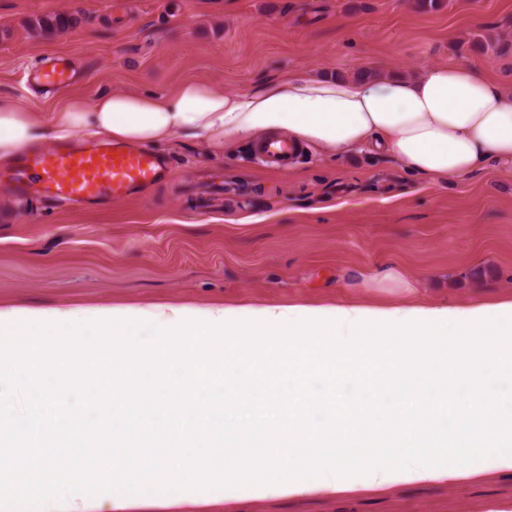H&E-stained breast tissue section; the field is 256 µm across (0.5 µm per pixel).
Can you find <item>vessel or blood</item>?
<instances>
[{
  "instance_id": "obj_1",
  "label": "vessel or blood",
  "mask_w": 512,
  "mask_h": 512,
  "mask_svg": "<svg viewBox=\"0 0 512 512\" xmlns=\"http://www.w3.org/2000/svg\"><path fill=\"white\" fill-rule=\"evenodd\" d=\"M36 82L65 90L74 83V72L56 58L35 70ZM269 163L287 166L297 154L285 138L258 145ZM164 164L155 155L109 144H64L41 151H24L10 161L5 177L19 195L49 196L62 202L85 205L95 201L120 202L159 182Z\"/></svg>"
}]
</instances>
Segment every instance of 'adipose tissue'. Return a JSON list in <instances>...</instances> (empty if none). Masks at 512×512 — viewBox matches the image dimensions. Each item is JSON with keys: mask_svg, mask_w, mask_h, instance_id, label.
I'll return each mask as SVG.
<instances>
[{"mask_svg": "<svg viewBox=\"0 0 512 512\" xmlns=\"http://www.w3.org/2000/svg\"><path fill=\"white\" fill-rule=\"evenodd\" d=\"M80 131L120 144L164 143L180 135L200 141L210 154L237 139L262 141L285 131L294 144L334 155L373 148L441 185L474 176L491 161L512 165V90L465 65L431 66L402 79L288 72L247 94L185 81L171 95L73 97L47 123L0 96L2 160Z\"/></svg>", "mask_w": 512, "mask_h": 512, "instance_id": "1", "label": "adipose tissue"}]
</instances>
